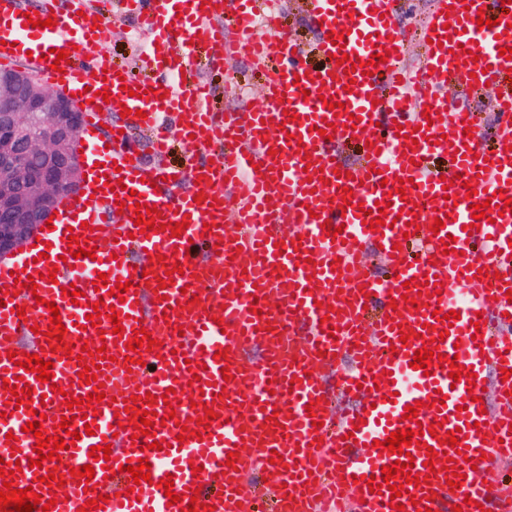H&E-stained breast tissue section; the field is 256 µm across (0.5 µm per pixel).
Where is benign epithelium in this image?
<instances>
[{
	"mask_svg": "<svg viewBox=\"0 0 512 512\" xmlns=\"http://www.w3.org/2000/svg\"><path fill=\"white\" fill-rule=\"evenodd\" d=\"M80 107L62 92L45 90L24 68L0 72V261L19 254L54 216L61 192L83 189ZM38 155L31 170L24 158Z\"/></svg>",
	"mask_w": 512,
	"mask_h": 512,
	"instance_id": "1",
	"label": "benign epithelium"
}]
</instances>
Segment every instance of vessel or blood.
I'll return each instance as SVG.
<instances>
[{
    "label": "vessel or blood",
    "mask_w": 512,
    "mask_h": 512,
    "mask_svg": "<svg viewBox=\"0 0 512 512\" xmlns=\"http://www.w3.org/2000/svg\"><path fill=\"white\" fill-rule=\"evenodd\" d=\"M136 28L150 35L138 73L93 49L104 27L89 28L83 16L61 14L56 0H43L30 16L18 0H0V66H27L50 88L74 93L81 104V138L91 162L104 165L109 181L94 195L72 201L61 228L41 230L36 249L14 266L0 265V381L23 377L33 390L28 407L0 389V448L17 436L8 464H22L18 489L33 488L52 501L50 512H76L86 487L108 496L103 512H181L190 499L212 512H255L241 488L254 479L268 495L271 512H320L322 506L352 503L355 512H395L382 485L383 467L395 454L373 448L399 429L437 426L408 451L420 482L402 495L404 512H479L494 505L512 512V488L490 493L484 473L512 461V90L494 103L492 136L482 134L470 96L502 84L512 59V12L502 0H434L418 34L424 61L415 74L403 63L410 31L399 19L396 0H304L325 64L308 59L291 33L263 36L274 13L260 0H118ZM492 28L477 24L478 16ZM53 19L42 29L28 18ZM344 33L343 45L327 39ZM67 50L62 71L50 68L49 50ZM237 59L267 73L260 106L245 112L211 109L213 91L197 77L198 56ZM385 63L365 75L345 74L336 56ZM461 94L448 95L449 84ZM111 99L103 101L100 92ZM341 103L339 111L328 103ZM129 108L126 121L101 134L104 114ZM143 117H135V110ZM295 121H287V114ZM179 140L190 160L183 167L148 166L146 154L164 156ZM361 142L352 164L337 160L339 149ZM448 161L444 170L432 158ZM123 181L124 190L109 185ZM352 189L344 198V189ZM492 201L488 217L473 219L476 204ZM156 206V223L187 222L186 231L141 234L136 203ZM385 205V224L369 229V213ZM443 223L432 233L434 219ZM416 230H409L410 221ZM479 231L466 232V225ZM337 228V236L324 226ZM94 246L95 258L64 262L69 236ZM453 242V253L443 251ZM180 265L172 282L166 270ZM55 270V282L43 280ZM106 286L95 287L99 273ZM497 281H490L492 273ZM37 279L35 290L16 283L18 274ZM133 288L116 298L115 274ZM76 285L72 303L64 290ZM494 298V313L485 301ZM261 314H253L254 301ZM60 308L64 346L46 349L50 312ZM25 307L24 316L15 307ZM101 309L99 327L87 314ZM121 318L113 334L109 311ZM456 311L457 320L443 321ZM40 333H33V326ZM146 329L156 346L129 364L125 344ZM413 334L401 343L403 331ZM438 340V351L457 356L467 374L452 381L450 365L412 368L417 349ZM93 353H82L83 342ZM262 353L253 366L246 358ZM40 354L53 362L52 382L15 365L9 352ZM351 370L341 372V358ZM100 367L96 381L79 378L81 366ZM336 374L337 396L352 407L337 410L324 386ZM493 387L494 398L473 402L469 386ZM173 390L179 405L165 419L163 396ZM103 393L96 415L74 420L82 437L61 450V465L29 467L37 439L25 425L44 414L50 437L68 415L66 395ZM157 402L145 405L146 394ZM446 398L434 409L436 395ZM149 410V435L135 437L126 400ZM422 401L415 420L406 406ZM215 417L201 428L204 407ZM94 434H85V426ZM201 439L180 440L182 429ZM462 433L453 470L429 473L428 450L443 452L448 431ZM110 446L109 461L91 456ZM235 463H228L229 452ZM149 461L150 479L134 482L127 466ZM93 466L92 480L70 467ZM54 473L53 484L41 481ZM463 476L450 489L453 473ZM172 477L179 504L169 505L161 478ZM378 483L370 491V483Z\"/></svg>",
    "instance_id": "b4317fda"
}]
</instances>
